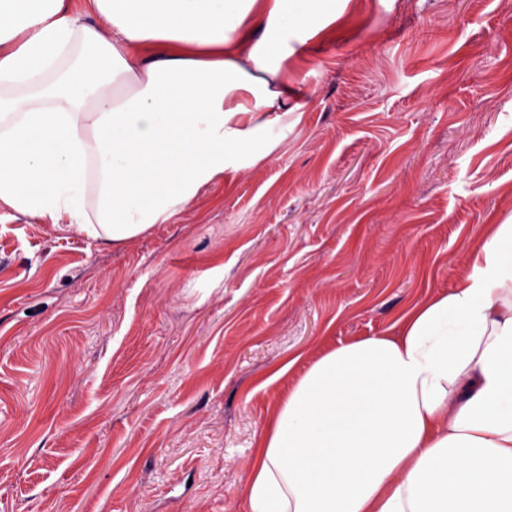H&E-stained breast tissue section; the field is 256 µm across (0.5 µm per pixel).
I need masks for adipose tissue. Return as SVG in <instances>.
Segmentation results:
<instances>
[{
  "label": "adipose tissue",
  "instance_id": "ef3b65f1",
  "mask_svg": "<svg viewBox=\"0 0 512 512\" xmlns=\"http://www.w3.org/2000/svg\"><path fill=\"white\" fill-rule=\"evenodd\" d=\"M0 0V207L120 244L299 121L283 64L338 0ZM399 335L322 355L266 426L250 512H512V224Z\"/></svg>",
  "mask_w": 512,
  "mask_h": 512
}]
</instances>
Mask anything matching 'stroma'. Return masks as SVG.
<instances>
[{"mask_svg": "<svg viewBox=\"0 0 512 512\" xmlns=\"http://www.w3.org/2000/svg\"><path fill=\"white\" fill-rule=\"evenodd\" d=\"M283 68L300 120L166 223L0 221V512H248L318 357L512 221V0H347Z\"/></svg>", "mask_w": 512, "mask_h": 512, "instance_id": "stroma-1", "label": "stroma"}]
</instances>
